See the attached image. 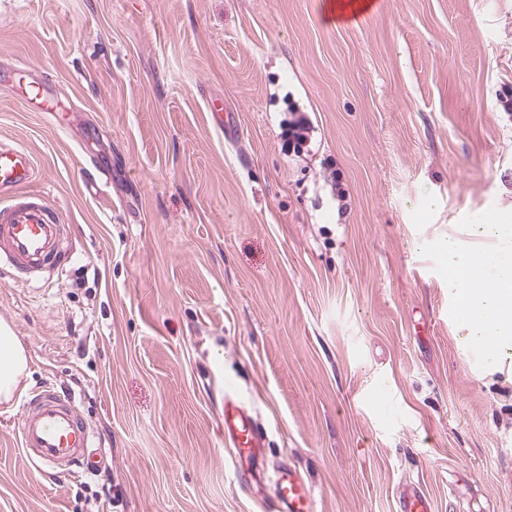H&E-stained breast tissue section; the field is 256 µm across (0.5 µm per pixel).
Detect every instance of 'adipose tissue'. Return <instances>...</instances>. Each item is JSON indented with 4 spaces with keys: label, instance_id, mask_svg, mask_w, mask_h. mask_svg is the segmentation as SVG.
<instances>
[{
    "label": "adipose tissue",
    "instance_id": "ef3b65f1",
    "mask_svg": "<svg viewBox=\"0 0 512 512\" xmlns=\"http://www.w3.org/2000/svg\"><path fill=\"white\" fill-rule=\"evenodd\" d=\"M448 278L464 316L459 324L462 350H481L493 365L512 358V264L500 266L488 283L473 282L469 269L480 254L456 240L443 245ZM28 375V355L13 327L0 322V404H10Z\"/></svg>",
    "mask_w": 512,
    "mask_h": 512
}]
</instances>
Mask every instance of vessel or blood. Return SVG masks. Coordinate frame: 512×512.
Returning <instances> with one entry per match:
<instances>
[{
  "label": "vessel or blood",
  "mask_w": 512,
  "mask_h": 512,
  "mask_svg": "<svg viewBox=\"0 0 512 512\" xmlns=\"http://www.w3.org/2000/svg\"><path fill=\"white\" fill-rule=\"evenodd\" d=\"M11 76L21 85L20 102L44 98L46 81L32 79L26 65L14 66ZM35 170L28 149L0 143V269L30 280L59 269L70 256L68 229L59 212L27 189ZM18 427L25 459L41 470L70 477L98 470L100 462L91 453L95 434L77 412L71 393L52 388L31 394ZM224 437L242 480H251L264 436L249 410L231 398L224 401ZM273 487L269 512H316L310 488L291 468L276 467ZM397 503L399 512H433L431 498L418 488L399 493Z\"/></svg>",
  "instance_id": "b4317fda"
}]
</instances>
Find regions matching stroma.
Masks as SVG:
<instances>
[{
  "mask_svg": "<svg viewBox=\"0 0 512 512\" xmlns=\"http://www.w3.org/2000/svg\"><path fill=\"white\" fill-rule=\"evenodd\" d=\"M0 0V141L69 224V262L0 275L25 395L74 392L105 465L24 461L0 405V512H267L235 474L225 390L318 512H512V377L463 355L442 244L512 258V0ZM233 112L226 138L210 99ZM308 153L282 148L289 106ZM433 206H426V198ZM31 75V71L24 64L15 65L11 72L12 80L21 87L16 99L23 104L44 99L47 91V82L44 79L31 80ZM399 512H433V503L429 495L418 488L402 491L397 496Z\"/></svg>",
  "mask_w": 512,
  "mask_h": 512,
  "instance_id": "stroma-1",
  "label": "stroma"
}]
</instances>
